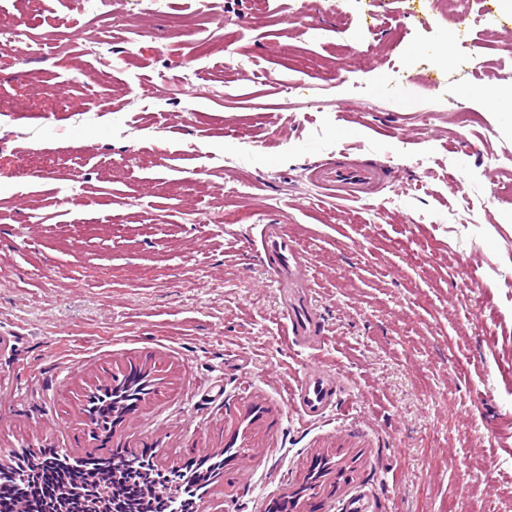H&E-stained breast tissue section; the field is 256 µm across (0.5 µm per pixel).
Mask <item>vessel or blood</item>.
Wrapping results in <instances>:
<instances>
[{"label": "vessel or blood", "instance_id": "1", "mask_svg": "<svg viewBox=\"0 0 512 512\" xmlns=\"http://www.w3.org/2000/svg\"><path fill=\"white\" fill-rule=\"evenodd\" d=\"M312 178L339 196H356L366 189H377L384 174L372 162L360 159L346 161L328 156L311 163ZM262 249L272 278L284 286L297 288L286 308L288 328L299 341L318 344V320L305 301L303 287L307 265L303 251L285 234L280 225L267 221ZM338 386L335 378L319 368H311L290 390V402L302 418L316 419L332 406Z\"/></svg>", "mask_w": 512, "mask_h": 512}]
</instances>
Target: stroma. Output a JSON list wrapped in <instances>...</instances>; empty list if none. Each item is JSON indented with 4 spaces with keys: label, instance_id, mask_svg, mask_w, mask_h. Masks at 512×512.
Wrapping results in <instances>:
<instances>
[{
    "label": "stroma",
    "instance_id": "35a3bbf8",
    "mask_svg": "<svg viewBox=\"0 0 512 512\" xmlns=\"http://www.w3.org/2000/svg\"><path fill=\"white\" fill-rule=\"evenodd\" d=\"M209 1L0 0L51 37L0 60V462L180 466L244 429L202 512H265L327 449L362 462L322 512H512V0L455 36L432 0H213L220 28ZM328 155L393 176L336 198ZM262 212L307 256L317 346L244 245ZM314 362L347 387L304 421L284 385ZM143 366L155 392L93 439L84 389Z\"/></svg>",
    "mask_w": 512,
    "mask_h": 512
}]
</instances>
